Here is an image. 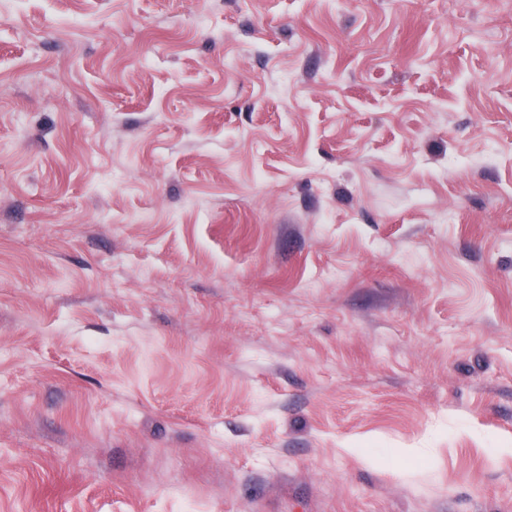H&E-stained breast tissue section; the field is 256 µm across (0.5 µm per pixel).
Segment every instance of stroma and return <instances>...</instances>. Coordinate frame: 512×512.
<instances>
[{"mask_svg":"<svg viewBox=\"0 0 512 512\" xmlns=\"http://www.w3.org/2000/svg\"><path fill=\"white\" fill-rule=\"evenodd\" d=\"M0 512H512V0H6Z\"/></svg>","mask_w":512,"mask_h":512,"instance_id":"obj_1","label":"stroma"}]
</instances>
